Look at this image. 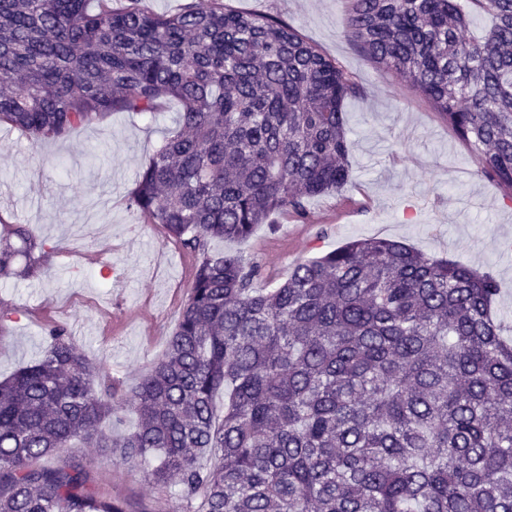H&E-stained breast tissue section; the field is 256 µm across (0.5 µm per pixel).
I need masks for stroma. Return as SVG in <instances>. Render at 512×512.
Listing matches in <instances>:
<instances>
[{"label": "stroma", "instance_id": "obj_1", "mask_svg": "<svg viewBox=\"0 0 512 512\" xmlns=\"http://www.w3.org/2000/svg\"><path fill=\"white\" fill-rule=\"evenodd\" d=\"M223 2L285 20L355 75L364 93L344 104L350 179L341 192L309 198V223L277 212L247 240L213 249L258 260L273 287L294 262L350 241L401 240L490 273L500 288L494 310L512 326V198L476 176L467 145L428 103L343 37L348 0ZM181 110L170 100L153 115L111 112L36 146L13 127L0 132V222L31 225L58 252L40 277L0 279V311L11 313L0 319V379L43 355L53 324L127 391L165 350L188 298L192 259L159 225L143 223L127 198ZM397 136L406 145L400 153L391 150ZM74 454L94 459L99 494L175 512L177 483L157 489L101 448Z\"/></svg>", "mask_w": 512, "mask_h": 512}]
</instances>
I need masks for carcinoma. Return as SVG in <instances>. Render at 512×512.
I'll list each match as a JSON object with an SVG mask.
<instances>
[{"label":"carcinoma","mask_w":512,"mask_h":512,"mask_svg":"<svg viewBox=\"0 0 512 512\" xmlns=\"http://www.w3.org/2000/svg\"><path fill=\"white\" fill-rule=\"evenodd\" d=\"M343 34L428 101L512 196V0L468 36L460 0H349ZM363 87L278 16L189 0H0V124L64 139L110 112L182 104L128 198L196 257L164 352L127 396L67 328L0 381V512H149L95 490L74 443L150 459L180 512H512V342L495 278L387 238L263 266L210 249L349 179L343 104ZM53 247L28 224L0 236V277ZM28 262L20 267L17 257ZM224 392V407L214 396ZM133 413L134 431L102 423ZM55 456L50 466L34 461ZM213 459L206 467L204 457Z\"/></svg>","instance_id":"1"}]
</instances>
